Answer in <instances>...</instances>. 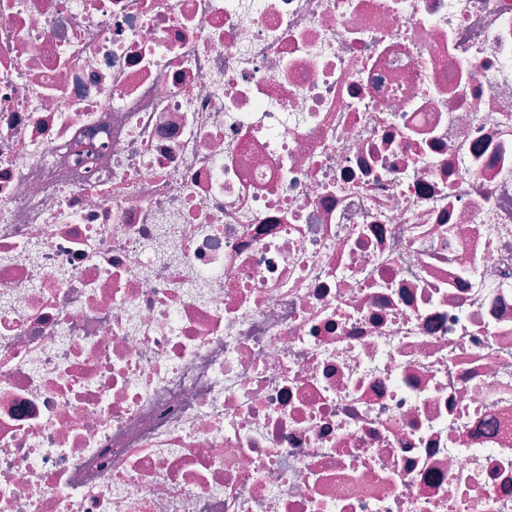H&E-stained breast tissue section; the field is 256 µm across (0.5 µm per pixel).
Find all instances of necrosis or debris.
<instances>
[{"instance_id":"1","label":"necrosis or debris","mask_w":512,"mask_h":512,"mask_svg":"<svg viewBox=\"0 0 512 512\" xmlns=\"http://www.w3.org/2000/svg\"><path fill=\"white\" fill-rule=\"evenodd\" d=\"M0 512H512V0H0Z\"/></svg>"}]
</instances>
